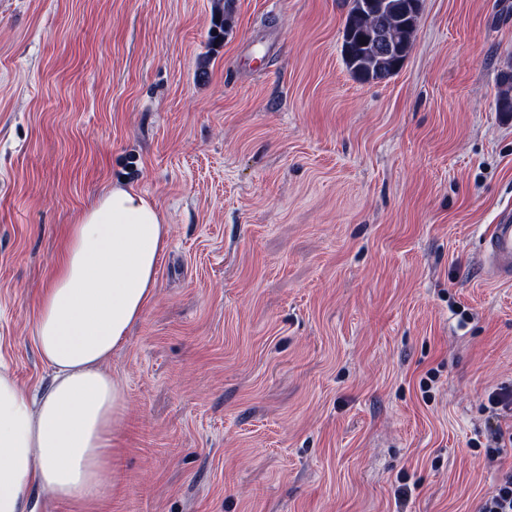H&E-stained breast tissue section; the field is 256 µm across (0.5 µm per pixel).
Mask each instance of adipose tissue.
I'll use <instances>...</instances> for the list:
<instances>
[{"label": "adipose tissue", "instance_id": "obj_1", "mask_svg": "<svg viewBox=\"0 0 512 512\" xmlns=\"http://www.w3.org/2000/svg\"><path fill=\"white\" fill-rule=\"evenodd\" d=\"M167 226L143 194L112 185L72 225L31 335L50 371L33 392L0 369V512L33 489L92 512L119 445L126 391L105 365L154 298Z\"/></svg>", "mask_w": 512, "mask_h": 512}]
</instances>
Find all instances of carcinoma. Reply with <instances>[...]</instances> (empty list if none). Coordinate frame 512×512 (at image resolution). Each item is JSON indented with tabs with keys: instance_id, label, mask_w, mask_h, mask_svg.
Here are the masks:
<instances>
[{
	"instance_id": "1",
	"label": "carcinoma",
	"mask_w": 512,
	"mask_h": 512,
	"mask_svg": "<svg viewBox=\"0 0 512 512\" xmlns=\"http://www.w3.org/2000/svg\"><path fill=\"white\" fill-rule=\"evenodd\" d=\"M360 0H348V9L343 29L353 31L349 42V54L343 56L344 63L350 74L361 81H381L392 77L398 72L396 57H383L369 41L370 34L377 29H386L394 35L396 48L402 57H407L412 37L417 26V15L408 5L413 0H385L388 10L379 14L359 10ZM221 12V20L214 25L210 33L213 41L224 39L228 21L231 20V5L216 6ZM501 90L496 100L497 110L505 115L512 114V71L500 73Z\"/></svg>"
}]
</instances>
